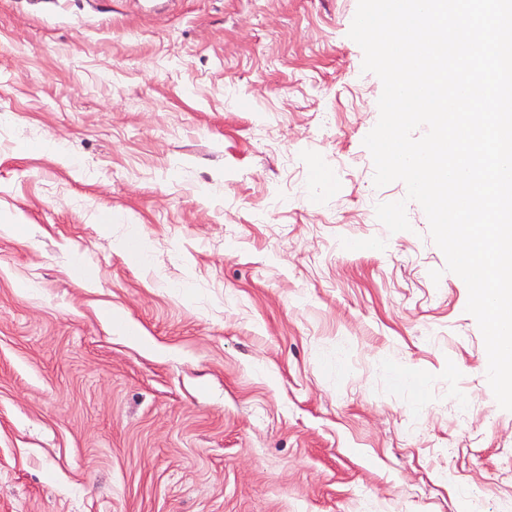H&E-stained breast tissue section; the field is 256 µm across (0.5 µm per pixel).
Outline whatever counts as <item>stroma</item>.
<instances>
[{
  "label": "stroma",
  "instance_id": "35a3bbf8",
  "mask_svg": "<svg viewBox=\"0 0 512 512\" xmlns=\"http://www.w3.org/2000/svg\"><path fill=\"white\" fill-rule=\"evenodd\" d=\"M357 5L0 0V512H512Z\"/></svg>",
  "mask_w": 512,
  "mask_h": 512
}]
</instances>
